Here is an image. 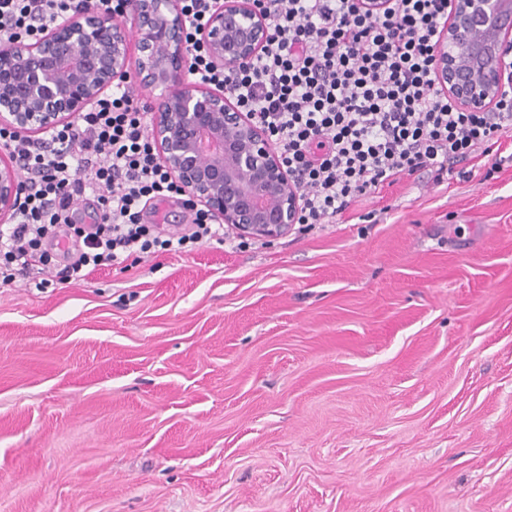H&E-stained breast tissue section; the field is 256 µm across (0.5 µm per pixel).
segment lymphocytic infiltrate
Returning <instances> with one entry per match:
<instances>
[{"instance_id":"f902f5d3","label":"lymphocytic infiltrate","mask_w":512,"mask_h":512,"mask_svg":"<svg viewBox=\"0 0 512 512\" xmlns=\"http://www.w3.org/2000/svg\"><path fill=\"white\" fill-rule=\"evenodd\" d=\"M105 13L126 0H0V44L32 39L60 15L87 2ZM269 18L264 47L245 67L214 71L202 51L195 78L223 84L268 134L302 187L304 230L335 223L361 197L430 169L436 182L456 163L489 154L512 124V86L491 112L452 107L434 86L438 31L448 0H392L370 15L359 0H256ZM147 107L119 85L91 111L54 130L49 141H18L0 128L26 176L22 207L0 225V283L39 264L48 245L72 230L76 254L65 255V280L81 282L121 256L143 258L209 239L223 225L196 211L186 233L162 237L142 223L145 201L177 186L159 163L147 132ZM93 194L97 221L74 224L81 198Z\"/></svg>"}]
</instances>
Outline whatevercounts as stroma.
Returning a JSON list of instances; mask_svg holds the SVG:
<instances>
[{
	"label": "stroma",
	"mask_w": 512,
	"mask_h": 512,
	"mask_svg": "<svg viewBox=\"0 0 512 512\" xmlns=\"http://www.w3.org/2000/svg\"><path fill=\"white\" fill-rule=\"evenodd\" d=\"M460 168L0 288V512H512V162Z\"/></svg>",
	"instance_id": "1"
}]
</instances>
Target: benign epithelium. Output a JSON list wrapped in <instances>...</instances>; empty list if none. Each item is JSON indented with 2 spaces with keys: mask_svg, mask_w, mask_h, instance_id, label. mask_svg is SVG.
Listing matches in <instances>:
<instances>
[{
  "mask_svg": "<svg viewBox=\"0 0 512 512\" xmlns=\"http://www.w3.org/2000/svg\"><path fill=\"white\" fill-rule=\"evenodd\" d=\"M183 0H128L118 19L93 3L34 40L0 45V127L29 138L77 119L134 78L152 98L148 132L170 178L217 223L274 240L298 223L302 197L266 132L221 86L193 78ZM254 0H213L198 44L217 70L246 64L267 39ZM512 0H448L435 54L436 84L466 112H488L512 85ZM26 186L0 156V223Z\"/></svg>",
  "mask_w": 512,
  "mask_h": 512,
  "instance_id": "7a95c632",
  "label": "benign epithelium"
}]
</instances>
